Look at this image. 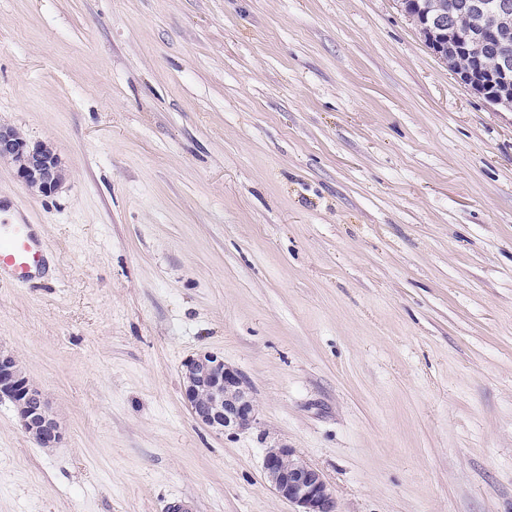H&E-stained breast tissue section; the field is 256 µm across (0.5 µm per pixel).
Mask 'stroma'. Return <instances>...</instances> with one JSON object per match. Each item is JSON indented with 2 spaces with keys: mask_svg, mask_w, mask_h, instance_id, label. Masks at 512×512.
Returning <instances> with one entry per match:
<instances>
[{
  "mask_svg": "<svg viewBox=\"0 0 512 512\" xmlns=\"http://www.w3.org/2000/svg\"><path fill=\"white\" fill-rule=\"evenodd\" d=\"M0 121L67 171L0 163L52 259L0 347L64 434L0 400V512H291L276 442L340 512H512V112L396 0H0ZM202 351L253 428L191 415ZM0 161L12 164L20 182L44 195L57 192L64 183L57 153L46 143H31L17 128L1 123ZM183 394L195 419L217 432L249 429L256 423L250 386L242 373L213 352L189 358Z\"/></svg>",
  "mask_w": 512,
  "mask_h": 512,
  "instance_id": "stroma-1",
  "label": "stroma"
}]
</instances>
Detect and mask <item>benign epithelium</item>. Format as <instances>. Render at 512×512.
<instances>
[{"instance_id": "obj_1", "label": "benign epithelium", "mask_w": 512, "mask_h": 512, "mask_svg": "<svg viewBox=\"0 0 512 512\" xmlns=\"http://www.w3.org/2000/svg\"><path fill=\"white\" fill-rule=\"evenodd\" d=\"M400 10L434 53L448 64L461 83L482 95L486 102L512 112V0H497L493 16L481 0H459L448 7L440 0H415ZM493 49L497 68L490 73L462 71L454 59L476 48ZM0 161L13 165L25 186L44 195L64 183L62 161L44 142H29L12 125L0 123ZM183 394L195 419L217 432L239 431L256 423L250 386L242 373L213 352L189 358L183 369ZM14 405L21 428L42 448H56L63 431L49 412L42 392L23 372L16 357L0 350V398ZM264 469L272 490L295 507L294 512H339L336 497L319 471L297 457L286 445L267 449Z\"/></svg>"}]
</instances>
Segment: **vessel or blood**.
<instances>
[{
    "instance_id": "1",
    "label": "vessel or blood",
    "mask_w": 512,
    "mask_h": 512,
    "mask_svg": "<svg viewBox=\"0 0 512 512\" xmlns=\"http://www.w3.org/2000/svg\"><path fill=\"white\" fill-rule=\"evenodd\" d=\"M47 252L36 225L28 220L0 221V283L27 284L41 278Z\"/></svg>"
}]
</instances>
